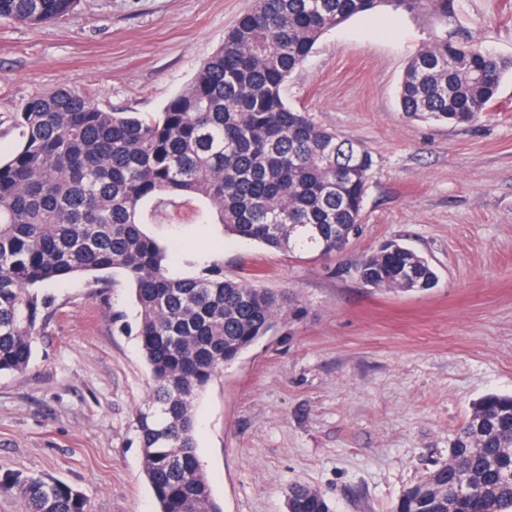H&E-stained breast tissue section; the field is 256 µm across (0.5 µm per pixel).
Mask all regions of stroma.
<instances>
[{
	"label": "stroma",
	"mask_w": 512,
	"mask_h": 512,
	"mask_svg": "<svg viewBox=\"0 0 512 512\" xmlns=\"http://www.w3.org/2000/svg\"><path fill=\"white\" fill-rule=\"evenodd\" d=\"M458 25L512 57V0H451ZM254 0H80L66 20H0V149L37 94L77 89L148 117L194 78ZM439 23L392 11L326 31L289 77L292 108L363 144L374 166L361 229L340 254L288 253L224 234L215 208L146 204L143 230L188 248L171 272L221 261L224 277L291 301L273 330L225 364L195 399V445L223 512H288L285 490L325 494L333 512H392L448 457L485 394H512V75L469 127L405 119L409 59ZM397 239L439 283L413 293L364 286L362 257ZM51 317L22 372L0 375V480L48 476L87 512H154L134 424L152 380L131 284L75 277L47 285Z\"/></svg>",
	"instance_id": "1"
}]
</instances>
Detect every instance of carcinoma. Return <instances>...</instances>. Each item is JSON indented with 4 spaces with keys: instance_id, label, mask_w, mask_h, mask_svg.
Returning a JSON list of instances; mask_svg holds the SVG:
<instances>
[{
    "instance_id": "obj_1",
    "label": "carcinoma",
    "mask_w": 512,
    "mask_h": 512,
    "mask_svg": "<svg viewBox=\"0 0 512 512\" xmlns=\"http://www.w3.org/2000/svg\"><path fill=\"white\" fill-rule=\"evenodd\" d=\"M80 0H0V19L56 22ZM380 6L428 10L448 0H255L193 81L151 118L110 112L61 87L23 102L18 140L0 156V374L28 369L53 298L42 288L92 274L93 288L134 285L136 336L155 388L135 413L142 467L156 512H222L194 445V400L224 364L272 329L283 299L224 279L215 261L172 277L162 246L141 228L142 205L209 200L231 236L329 257L359 223L373 158L360 143L291 108L282 88L327 30ZM512 57L445 29L408 62L399 90L410 120L470 126L497 98ZM356 271L372 288L423 292L437 284L427 259L396 240ZM0 490L23 512H86L74 487L13 476ZM289 512H332L307 486L286 490ZM392 512H512V395L489 393L448 445V459L403 492Z\"/></svg>"
}]
</instances>
